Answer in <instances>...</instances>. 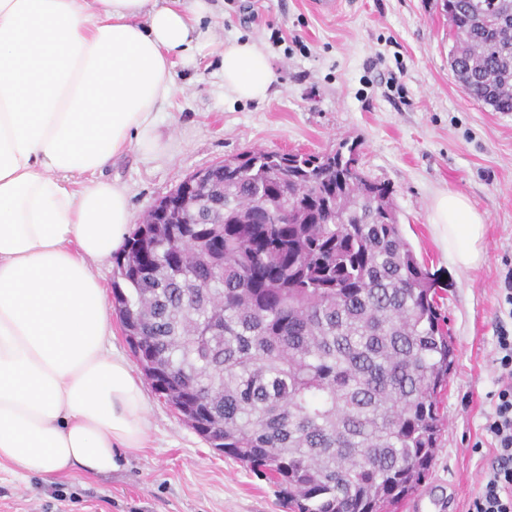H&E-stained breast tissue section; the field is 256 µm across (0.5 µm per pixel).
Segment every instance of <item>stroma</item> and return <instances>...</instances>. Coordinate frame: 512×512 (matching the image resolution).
Listing matches in <instances>:
<instances>
[{"mask_svg": "<svg viewBox=\"0 0 512 512\" xmlns=\"http://www.w3.org/2000/svg\"><path fill=\"white\" fill-rule=\"evenodd\" d=\"M198 45L173 69L180 93L156 115L158 146L133 148L102 176L128 193L132 222L194 172L245 151L358 147V167L389 183L419 261L446 274L442 309L456 362L441 396L446 428L430 472L396 512H468L495 460L484 430L497 388L502 279L512 266V113L469 98L455 80L443 0H344L333 16L309 0H208ZM259 42L278 84L270 100L224 90L218 44ZM485 218L484 258L457 268L431 223L443 191ZM149 445L106 476L43 478L0 469V512H290L280 486L216 453L142 384Z\"/></svg>", "mask_w": 512, "mask_h": 512, "instance_id": "35a3bbf8", "label": "stroma"}]
</instances>
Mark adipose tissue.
I'll list each match as a JSON object with an SVG mask.
<instances>
[{"mask_svg": "<svg viewBox=\"0 0 512 512\" xmlns=\"http://www.w3.org/2000/svg\"><path fill=\"white\" fill-rule=\"evenodd\" d=\"M203 7L0 0V465L108 474L148 441L142 385L106 348V291L91 266L131 222L125 189L99 173L158 144L155 114L178 92L172 70ZM221 49L225 90L268 100L277 75L265 49L238 38ZM431 222L457 267L481 263L484 219L466 196L441 192Z\"/></svg>", "mask_w": 512, "mask_h": 512, "instance_id": "obj_1", "label": "adipose tissue"}]
</instances>
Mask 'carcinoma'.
I'll use <instances>...</instances> for the list:
<instances>
[{
  "mask_svg": "<svg viewBox=\"0 0 512 512\" xmlns=\"http://www.w3.org/2000/svg\"><path fill=\"white\" fill-rule=\"evenodd\" d=\"M466 95L512 112V0H444ZM357 146L205 168L114 256L112 304L159 397L293 512H391L427 478L455 347L442 275ZM223 272L209 288L198 284Z\"/></svg>",
  "mask_w": 512,
  "mask_h": 512,
  "instance_id": "obj_1",
  "label": "carcinoma"
}]
</instances>
